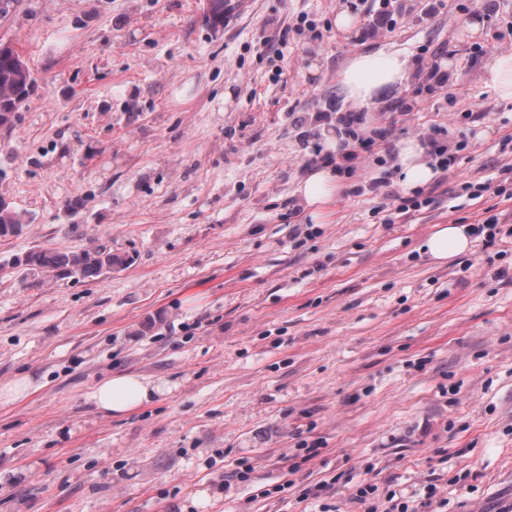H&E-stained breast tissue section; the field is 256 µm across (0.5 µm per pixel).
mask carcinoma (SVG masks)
Returning <instances> with one entry per match:
<instances>
[{"instance_id": "1", "label": "carcinoma", "mask_w": 512, "mask_h": 512, "mask_svg": "<svg viewBox=\"0 0 512 512\" xmlns=\"http://www.w3.org/2000/svg\"><path fill=\"white\" fill-rule=\"evenodd\" d=\"M34 79L28 65L9 46L0 44V117L15 113L30 97ZM22 229L18 214L0 200V236L16 235ZM127 258L104 247L54 250L38 247L7 261H0V271L22 267L38 275L55 279L74 278L95 281L114 268L125 265Z\"/></svg>"}]
</instances>
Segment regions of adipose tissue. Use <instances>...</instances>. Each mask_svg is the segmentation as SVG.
<instances>
[{"mask_svg":"<svg viewBox=\"0 0 512 512\" xmlns=\"http://www.w3.org/2000/svg\"><path fill=\"white\" fill-rule=\"evenodd\" d=\"M411 59L398 52L362 53L356 56L341 75V85L347 101L358 108L370 107L377 100L376 92L386 85L402 87L416 78ZM401 180L413 188L429 181L434 171L432 160L424 146L407 142L400 151ZM336 177L331 168L312 170L299 184L297 194L311 218H318L320 208L330 195ZM471 238L461 224L440 226L425 242L427 253L445 260L470 248ZM165 385L136 373H115L101 379L93 388L90 399L97 411L106 416L127 414L150 403L163 392Z\"/></svg>","mask_w":512,"mask_h":512,"instance_id":"obj_1","label":"adipose tissue"}]
</instances>
